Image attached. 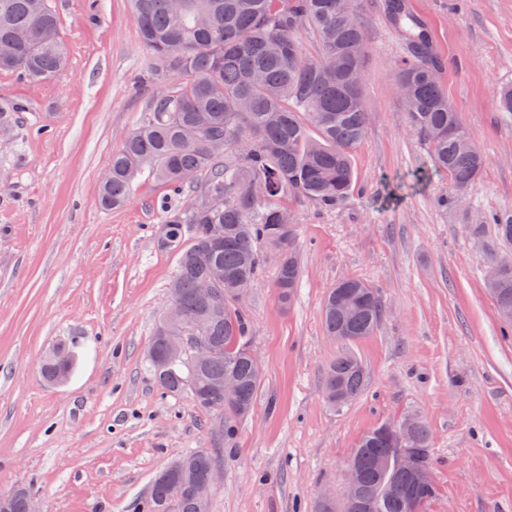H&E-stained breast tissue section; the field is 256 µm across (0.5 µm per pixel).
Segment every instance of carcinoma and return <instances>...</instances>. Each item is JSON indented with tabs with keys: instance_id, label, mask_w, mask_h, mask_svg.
I'll use <instances>...</instances> for the list:
<instances>
[{
	"instance_id": "carcinoma-1",
	"label": "carcinoma",
	"mask_w": 512,
	"mask_h": 512,
	"mask_svg": "<svg viewBox=\"0 0 512 512\" xmlns=\"http://www.w3.org/2000/svg\"><path fill=\"white\" fill-rule=\"evenodd\" d=\"M145 46L159 75L185 80L157 91L142 119L112 153L98 189L102 207L125 205L132 181L148 172L156 181L189 194L180 208L163 207L159 243L178 259L170 295L210 348L199 363H178L167 372L150 368L172 394H187L210 415L224 411V435L232 442L252 412L263 368L251 357L248 309L238 306V286H253L262 249L278 254L275 288L286 304L299 288L301 269L294 225L280 213L288 199L304 198L323 209L342 205L355 179L352 151L364 138L369 112L364 77L369 60L361 20L363 0H184L180 15L170 0H132ZM390 23L404 46L394 72L410 129L429 146L433 166L448 173L451 190L439 200L461 205L484 169V155L462 125L436 76L441 62L422 21L406 0H386ZM312 33L313 50L301 32ZM67 48L51 0H0V71L28 81L59 75ZM209 196L206 207L195 198ZM499 238L512 244V210L490 217ZM501 278L486 284L501 323L512 329V254ZM224 272L216 289L220 311L201 303L196 288L213 268ZM346 293L351 312L336 314V292ZM383 317L378 289L353 277L339 279L323 305L327 336L342 351L326 369L324 396L342 408L363 394L366 371L353 345L372 336ZM236 379V403L224 401L218 384ZM381 422L364 434L351 455L359 481L350 512H424L437 493L411 484L396 463L395 447ZM410 446L431 468V434L419 418ZM192 480L160 473L141 512H210L207 478L219 459L198 449L178 458Z\"/></svg>"
}]
</instances>
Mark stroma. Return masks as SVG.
<instances>
[{"label":"stroma","instance_id":"obj_1","mask_svg":"<svg viewBox=\"0 0 512 512\" xmlns=\"http://www.w3.org/2000/svg\"><path fill=\"white\" fill-rule=\"evenodd\" d=\"M385 0H365L371 114L353 151L344 204L288 203L301 261L290 305L266 254L249 302L264 377L236 440L219 444L189 396L158 388L148 346L169 304L177 258L162 250V205L181 207L148 173L129 203L102 209L98 187L139 123L158 62L129 0H52L69 65L32 84L0 72V495L30 487L42 512H138L154 477L190 449L218 453L212 512H315L336 496L361 435L414 413L431 433L436 496L425 512H512V334L485 288L507 252L485 214L512 209V0H407L445 67L461 122L486 155L456 209L438 206L446 173L411 131L394 85L403 54ZM480 224L478 235L465 227ZM343 277L378 288V331L354 350L366 370L343 410L323 395L341 347L321 309ZM77 364L61 384L41 364L58 344Z\"/></svg>","mask_w":512,"mask_h":512}]
</instances>
